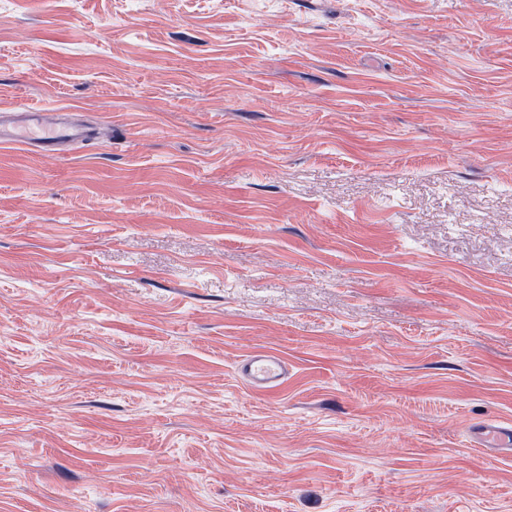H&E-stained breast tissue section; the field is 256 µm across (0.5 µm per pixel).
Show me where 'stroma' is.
Listing matches in <instances>:
<instances>
[{
  "label": "stroma",
  "instance_id": "obj_1",
  "mask_svg": "<svg viewBox=\"0 0 512 512\" xmlns=\"http://www.w3.org/2000/svg\"><path fill=\"white\" fill-rule=\"evenodd\" d=\"M16 106L0 512H512V0H0ZM98 138V130L65 109H0V145L21 144L39 156L63 154ZM237 373L253 390L269 392L288 381V364L276 354L251 353L240 360ZM471 441L478 447L493 448L506 453L512 450V424L497 421L474 423L469 428Z\"/></svg>",
  "mask_w": 512,
  "mask_h": 512
}]
</instances>
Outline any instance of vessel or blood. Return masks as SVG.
I'll use <instances>...</instances> for the list:
<instances>
[{
	"label": "vessel or blood",
	"mask_w": 512,
	"mask_h": 512,
	"mask_svg": "<svg viewBox=\"0 0 512 512\" xmlns=\"http://www.w3.org/2000/svg\"><path fill=\"white\" fill-rule=\"evenodd\" d=\"M98 138L94 126L75 119L64 109L18 107L0 109V145L20 144L27 151L48 157L63 154ZM237 373L253 390L269 392L288 380V364L278 355L251 353L240 360ZM471 441L482 448L512 450V424L497 421L474 423L469 428Z\"/></svg>",
	"instance_id": "b4317fda"
}]
</instances>
